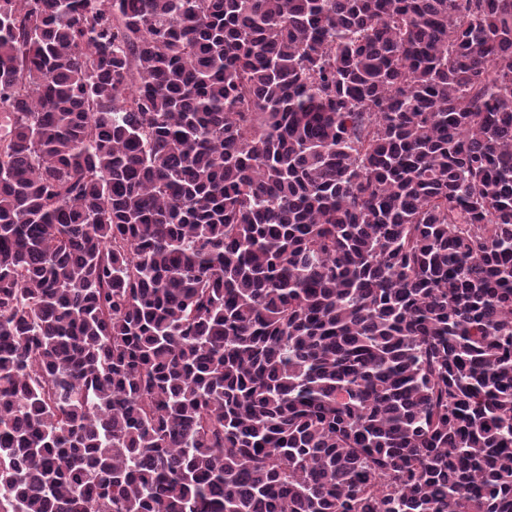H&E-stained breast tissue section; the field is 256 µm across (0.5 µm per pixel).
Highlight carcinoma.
Segmentation results:
<instances>
[{"label": "carcinoma", "mask_w": 512, "mask_h": 512, "mask_svg": "<svg viewBox=\"0 0 512 512\" xmlns=\"http://www.w3.org/2000/svg\"><path fill=\"white\" fill-rule=\"evenodd\" d=\"M0 512H512V0H0Z\"/></svg>", "instance_id": "cac0c4a2"}]
</instances>
